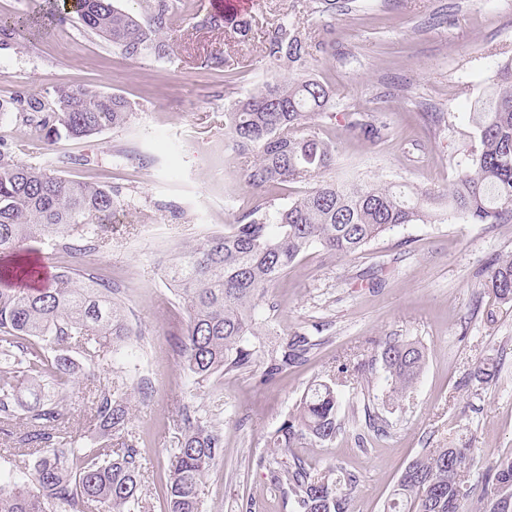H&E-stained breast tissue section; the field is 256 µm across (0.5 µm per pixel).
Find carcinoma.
Listing matches in <instances>:
<instances>
[{
    "label": "carcinoma",
    "mask_w": 512,
    "mask_h": 512,
    "mask_svg": "<svg viewBox=\"0 0 512 512\" xmlns=\"http://www.w3.org/2000/svg\"><path fill=\"white\" fill-rule=\"evenodd\" d=\"M170 5L156 0L146 24L115 7L112 0H71L51 14H75L82 26L133 57L148 46L166 53L161 35ZM25 22L0 19V44L26 46ZM264 54L286 69L308 71L321 43L294 24L265 32ZM333 91L313 79L266 84L224 113V129L245 158L241 176L255 191L275 184L310 188L286 208L258 204L236 223L179 247L167 276L184 301L187 322L181 356L198 387L213 378L246 374L261 385L274 383L301 363L314 347L304 334L285 337L263 350L259 311L270 306L268 292L299 256L313 246L339 257L366 247L399 224L427 223L452 208L470 224H512V59L496 70L495 88L472 118L477 147L460 169L448 202L430 191L404 185L338 184L324 174L336 166L335 147L311 131L310 120L331 105ZM23 122L49 133L86 138L123 126L131 118L127 101L85 87L54 89L49 105L26 101ZM349 127L372 143L389 135L376 112L351 113ZM114 193L98 184L75 182L50 165L23 164L0 149V253H17L30 241L53 242L72 252L102 249ZM31 265L0 267V422L15 417L21 390L27 430L16 442L37 455L34 471L15 482H0V512H140L141 454L132 435L128 377L111 367V378L93 392L90 420L119 443H82L67 431L72 413L50 393L71 381L82 364L116 357L131 336L116 288L78 270L55 276L54 285L33 281ZM503 304L512 303V258L489 267L484 284ZM380 359L387 397H404L425 364L423 346L395 339ZM22 378L25 388L13 383ZM338 395L320 381L304 393L273 439L267 461L271 489L285 490L293 512H349L352 474L312 471L293 455L301 440L324 443L336 437ZM183 438L169 461L165 512H201L199 491L223 447L221 428L200 408L182 407ZM470 464L466 448H432L403 470L384 512H460L473 489L463 479ZM483 512H512V454L499 457L482 481Z\"/></svg>",
    "instance_id": "carcinoma-1"
}]
</instances>
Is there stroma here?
<instances>
[{"mask_svg": "<svg viewBox=\"0 0 512 512\" xmlns=\"http://www.w3.org/2000/svg\"><path fill=\"white\" fill-rule=\"evenodd\" d=\"M211 11V0H171L165 57L151 48L127 57L73 18L50 25L26 49L0 48V144L19 162L47 159L64 178L117 193L106 248L70 254L33 241L25 257L119 290L132 332L120 364L148 384L132 395L144 512H165L163 487L186 405L204 409L224 433L201 489L202 512H289L269 490L270 441L309 386L329 379L341 429L323 445L302 441L295 453L316 468L355 475L351 512H383L405 467L453 434L466 435L473 457L466 477L480 487L494 461L512 453V303H498L484 286L491 261L512 255V224L451 216L394 227L347 257L308 249L270 291L263 341L271 348L299 331L314 346L269 386L246 375L193 386L180 353L187 312L165 267L184 240L223 229L261 202L284 207L303 191L299 184L252 191L224 129L227 107L292 77L265 57L267 28L292 21L322 42L309 73L334 99L312 129L336 147L333 179L444 194L475 146L469 116L497 63L512 58V0H336L331 17L322 0H252L242 42L206 25ZM209 55L227 57L228 68L202 66ZM61 85L123 96L129 123L74 139L18 119L21 101L50 102ZM357 110L383 111L390 137L375 145L351 129ZM394 336L419 342L426 360L414 389L391 407L381 368L343 378L336 364L371 363ZM483 362L496 376L481 384L470 374ZM107 377L106 364L84 365L62 393L85 438L98 436L83 415L88 394ZM370 414L387 420L386 435L369 431Z\"/></svg>", "mask_w": 512, "mask_h": 512, "instance_id": "35a3bbf8", "label": "stroma"}]
</instances>
